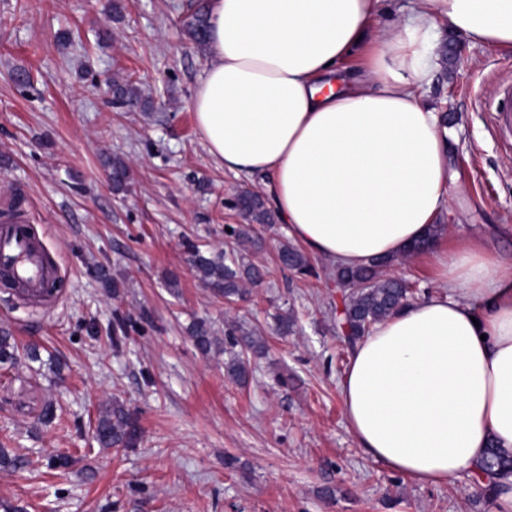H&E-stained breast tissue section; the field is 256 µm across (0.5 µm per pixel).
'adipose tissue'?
I'll return each mask as SVG.
<instances>
[{
	"instance_id": "adipose-tissue-1",
	"label": "adipose tissue",
	"mask_w": 512,
	"mask_h": 512,
	"mask_svg": "<svg viewBox=\"0 0 512 512\" xmlns=\"http://www.w3.org/2000/svg\"><path fill=\"white\" fill-rule=\"evenodd\" d=\"M209 0L191 97L224 170L261 180L288 237L358 268L430 239L442 294L409 303L354 347L340 396L370 460L439 486L512 453V256L476 236L445 247L453 153L422 99L438 20L512 52V0ZM363 56L360 68L348 60Z\"/></svg>"
}]
</instances>
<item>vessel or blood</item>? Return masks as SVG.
<instances>
[{
  "instance_id": "b4317fda",
  "label": "vessel or blood",
  "mask_w": 512,
  "mask_h": 512,
  "mask_svg": "<svg viewBox=\"0 0 512 512\" xmlns=\"http://www.w3.org/2000/svg\"><path fill=\"white\" fill-rule=\"evenodd\" d=\"M8 271L27 290L30 297L48 300V289L57 277L40 248L17 227H0V273Z\"/></svg>"
}]
</instances>
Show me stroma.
<instances>
[{
    "label": "stroma",
    "mask_w": 512,
    "mask_h": 512,
    "mask_svg": "<svg viewBox=\"0 0 512 512\" xmlns=\"http://www.w3.org/2000/svg\"><path fill=\"white\" fill-rule=\"evenodd\" d=\"M120 12H113L112 2ZM199 0H0V214L19 207L59 266L57 294L34 303L0 286V332L16 365H0V448L24 470L0 469V504L15 512H496L470 474L433 487L367 459L350 432L338 386L350 349L336 327L335 272L283 269L282 223L258 227L248 258L264 271L246 300L213 296L187 243L224 247L240 223L231 202L250 181L208 155L190 107L206 51L183 27ZM424 100L448 116L460 190L447 238L484 235L512 252V146L479 99L512 88V53L473 44L446 22ZM31 73L30 85L14 80ZM131 75L149 101L112 96ZM130 165L112 188L106 158ZM107 269L117 288L92 272ZM435 258L410 257L389 274L436 291ZM177 287H169V276ZM293 313L281 336L274 317ZM206 321L218 350L202 355L188 328ZM259 330L266 356L247 384L229 380V323ZM142 429L134 448H103L99 411L112 403ZM53 419L41 423L45 408ZM67 455L50 469L49 454Z\"/></svg>",
    "instance_id": "stroma-1"
}]
</instances>
